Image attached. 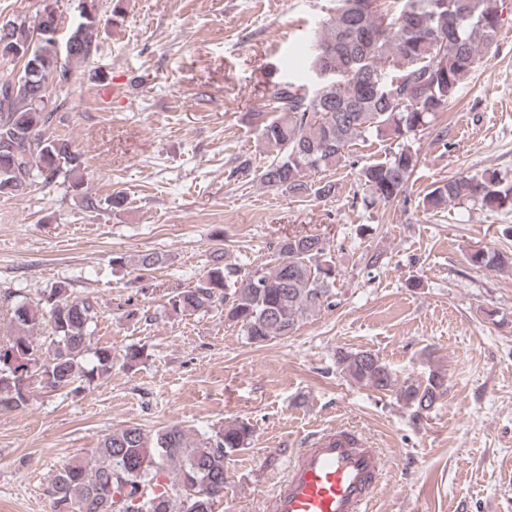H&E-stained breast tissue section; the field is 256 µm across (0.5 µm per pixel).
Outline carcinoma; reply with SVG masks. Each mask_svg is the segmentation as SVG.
Listing matches in <instances>:
<instances>
[{
  "label": "carcinoma",
  "mask_w": 512,
  "mask_h": 512,
  "mask_svg": "<svg viewBox=\"0 0 512 512\" xmlns=\"http://www.w3.org/2000/svg\"><path fill=\"white\" fill-rule=\"evenodd\" d=\"M359 2L335 0L311 38V46L322 52L309 50L307 69L319 65L333 76L311 90L275 82L266 88L265 108L251 113L258 139L273 152L259 173L270 189L298 197L333 196L335 182L312 175L336 169L355 141L375 134L396 141L397 150L385 162L363 166L361 181L374 203L401 196L419 160L411 137L431 116L447 111L460 84L491 52L503 22L497 0H372V8L363 10ZM59 26L50 3L32 25L25 19L0 25L4 48L22 50L13 56L0 52L1 62L20 65L17 77L0 82V197H20L35 179L50 183L61 175L70 188L82 191V155L69 141L47 137L45 129L52 119L49 83L70 82L75 69L99 49L95 4L79 0L61 57L52 43ZM441 41L446 45L442 58ZM454 201L512 209V182L487 171L459 176L434 186L422 204L438 211ZM161 262L154 252L112 260L130 264L138 279ZM468 262L499 271L512 266V257L482 248L468 254ZM336 276L329 241L318 234H290L276 242L268 262L245 272L216 256L203 284L169 302L188 315L222 306L224 318L250 343L263 345L334 306ZM3 300L10 303L17 334L0 347V410L28 405V380L76 394L112 369V347L91 346L97 299L71 300L66 286L58 285L42 306L12 291ZM43 322L53 332L45 348L32 341ZM336 367L356 384L395 394L413 420L428 414L447 392V378L438 370L423 380L396 383L389 366L370 350H341ZM252 433L242 420L197 441L179 425L153 434L135 426L115 430L90 457L53 475L54 512H213L224 497V462L249 444Z\"/></svg>",
  "instance_id": "obj_1"
}]
</instances>
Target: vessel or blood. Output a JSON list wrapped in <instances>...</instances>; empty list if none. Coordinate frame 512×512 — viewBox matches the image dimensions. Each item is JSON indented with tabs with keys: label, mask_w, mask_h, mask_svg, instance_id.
Returning a JSON list of instances; mask_svg holds the SVG:
<instances>
[{
	"label": "vessel or blood",
	"mask_w": 512,
	"mask_h": 512,
	"mask_svg": "<svg viewBox=\"0 0 512 512\" xmlns=\"http://www.w3.org/2000/svg\"><path fill=\"white\" fill-rule=\"evenodd\" d=\"M386 471L378 449L336 428L299 449L274 489L269 512H369Z\"/></svg>",
	"instance_id": "obj_1"
}]
</instances>
